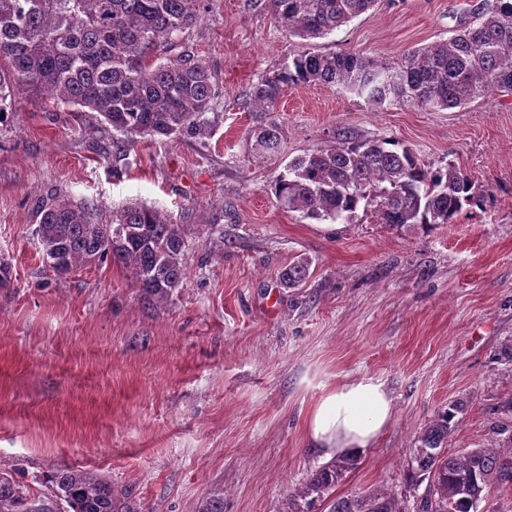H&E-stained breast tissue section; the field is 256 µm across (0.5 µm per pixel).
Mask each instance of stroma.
Wrapping results in <instances>:
<instances>
[{"label":"stroma","instance_id":"stroma-1","mask_svg":"<svg viewBox=\"0 0 512 512\" xmlns=\"http://www.w3.org/2000/svg\"><path fill=\"white\" fill-rule=\"evenodd\" d=\"M473 0H377L330 35L303 40L263 0H208L172 52L203 59L218 95L211 132L142 136L120 156L95 112L17 96L0 122V472L45 490L81 468L130 491L141 512H284L326 460L308 417L329 392L370 379L393 420L335 497L371 489L412 506L410 451L441 408L461 402L451 452L512 442V94L462 108L376 107L337 85L285 86L272 110L254 84L301 52H358L394 63L448 39ZM281 134L254 156L252 131ZM388 137L437 168L455 164L484 205L456 223L395 227L373 207L351 221L284 211L271 189L292 158L339 133ZM94 203L100 220L134 200L181 225L179 288L149 304L129 270L96 262L55 275L35 234L51 194ZM308 277L285 287L297 259Z\"/></svg>","mask_w":512,"mask_h":512}]
</instances>
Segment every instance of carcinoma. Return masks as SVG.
Masks as SVG:
<instances>
[{
    "label": "carcinoma",
    "instance_id": "1",
    "mask_svg": "<svg viewBox=\"0 0 512 512\" xmlns=\"http://www.w3.org/2000/svg\"><path fill=\"white\" fill-rule=\"evenodd\" d=\"M206 0H0V120L12 111L15 92L49 93L64 104L97 112L121 133L113 151L125 152L142 135L197 137L207 134L217 94L209 66L183 53L161 61L172 36L194 26ZM376 0H269L276 21L291 35L325 37L369 10ZM343 87L381 107L410 103L452 109L494 91L512 94V0H476L454 36L409 51L389 65L355 52L311 53L263 76L251 104L267 111L290 84ZM258 156L279 147L277 127L252 134ZM284 209L303 218L351 221L357 208L372 205L386 224H453L463 207L481 199L459 168L432 170L413 149L385 137L343 135L336 144L291 159L273 180ZM36 233L42 251L55 256L51 269L66 274L81 264L112 259L131 271L147 301L169 298L182 281L186 242L181 225L167 222L152 206L128 202L102 223L85 203L54 194L42 201ZM308 275L301 260L283 273L295 288ZM462 405L437 412L411 451L407 478L426 483L413 510L373 489L331 498L353 468L343 458L316 469L288 493L286 512H495L482 502L490 481H512V467L498 447L448 452V435ZM67 508H61V504ZM0 512H138L112 481L92 472L63 469L37 498L0 475ZM197 512H224V490L209 494Z\"/></svg>",
    "mask_w": 512,
    "mask_h": 512
}]
</instances>
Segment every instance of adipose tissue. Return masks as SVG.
<instances>
[{
	"label": "adipose tissue",
	"mask_w": 512,
	"mask_h": 512,
	"mask_svg": "<svg viewBox=\"0 0 512 512\" xmlns=\"http://www.w3.org/2000/svg\"><path fill=\"white\" fill-rule=\"evenodd\" d=\"M394 415L393 399L382 384L362 379L337 387L311 412L307 436L327 458L373 446Z\"/></svg>",
	"instance_id": "1"
}]
</instances>
